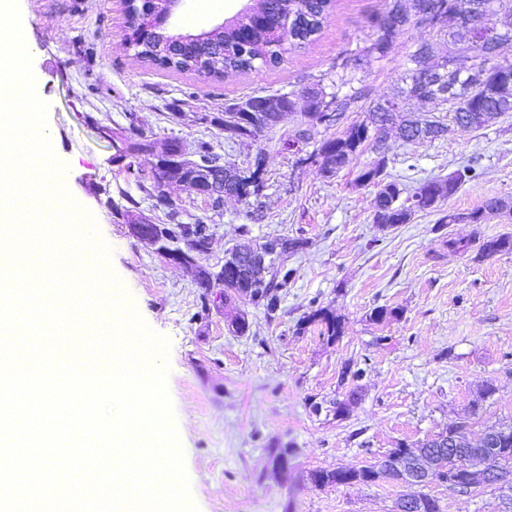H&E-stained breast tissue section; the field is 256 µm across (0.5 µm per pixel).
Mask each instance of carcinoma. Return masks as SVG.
Instances as JSON below:
<instances>
[{"label": "carcinoma", "mask_w": 512, "mask_h": 512, "mask_svg": "<svg viewBox=\"0 0 512 512\" xmlns=\"http://www.w3.org/2000/svg\"><path fill=\"white\" fill-rule=\"evenodd\" d=\"M474 0H412L413 13L403 9L402 0H388L385 11L374 19L378 36L362 50L359 58L361 63H369L385 57L390 42L408 26L418 23L428 27L437 36L448 37V56L440 63L432 62V46L426 42L410 55L413 68L403 78L404 86L390 97L392 101H431L441 106H448L446 116L434 119L413 118L400 110L397 113L385 112L382 102L378 101L366 110V118L354 121L336 136L325 139L319 148L297 159L303 163L308 160L319 162L322 172L334 175L350 166L364 150L372 149L381 153L384 148L388 130L396 129L402 139L415 142L426 139L433 134L438 139L448 132V124L479 129L489 120L498 115L512 113V67H498L492 75L486 74L485 55L499 54L504 45L512 43V0H490L496 17L495 41L486 46L479 45L473 31L459 21L460 14ZM263 12L267 18V26L253 31L252 35L240 39L237 30L229 29L224 37V44L196 41L185 43L179 48L180 56L169 59L161 51H148L137 48V55L153 64L175 71H193L195 60L203 57L216 65V72L240 73L255 70L259 67L275 66L280 61L285 45H301L311 39L320 29L324 15L332 7V0H308L306 11L302 14L293 12L290 0H263ZM473 60L471 66L465 68L460 76L448 71V61L464 62ZM344 85L343 77L336 76V91L327 92L321 85L308 86L301 90L300 96L305 99L307 112L311 118L326 128L339 126L352 101L361 97L355 92L340 96L339 90ZM240 132L239 141L246 143L257 140L269 124L256 127L248 121H236ZM112 160L124 156L134 157L163 155L176 152L180 142L168 141L161 149H156L155 142L140 133L135 126L119 127L112 131ZM197 160L214 168L224 167V160L213 150L210 143L202 141L195 151ZM477 176L476 170L466 167L457 170L446 178H433L422 183L409 196L402 197L403 189L394 181L385 180V160L380 158L362 169L358 181L363 184L382 185L378 192L382 204L375 206L373 219L378 224L393 227L405 224L416 212H425L437 208L438 203L455 193L468 180ZM183 180V177L168 169L155 167L152 172L149 194L155 195L157 204L166 209L165 216L169 223L177 224L186 238L183 246L192 251V258L197 260L205 256L211 243L209 226L198 220L193 224H185L179 220L180 211L162 193L161 186L165 180ZM508 204L499 198H490L485 204L468 212L449 214L439 219L445 224H454L460 220L468 224H479L487 212H502ZM293 278V270L282 263L269 265L265 281L257 282L247 271L241 272L238 278L219 272H204L199 278L198 287L201 308H207L215 284H224V298L229 292L244 295L249 301L264 308L267 315L276 313L281 297ZM320 323L323 334L331 340L338 339L342 334V322L327 307L312 311L303 318V323ZM488 433L501 441L497 454L491 459L490 468L500 478L512 475V424H493ZM392 477L390 470L379 464L364 465L359 468L336 470L334 472L315 471L310 479L317 485H345L351 483L371 484L379 479ZM439 480L449 487L468 491L463 483V473L453 451H448L444 458V470L437 473Z\"/></svg>", "instance_id": "cac0c4a2"}]
</instances>
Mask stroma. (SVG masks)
Here are the masks:
<instances>
[{
	"mask_svg": "<svg viewBox=\"0 0 512 512\" xmlns=\"http://www.w3.org/2000/svg\"><path fill=\"white\" fill-rule=\"evenodd\" d=\"M249 2L183 0L170 24L198 32ZM18 7L53 151L68 174L65 188L94 219L141 319L170 342L167 390L199 512H393L403 491L395 482L320 486L310 475L377 463L453 422H465L473 440L487 426L512 422V252L478 255L483 242L512 235V217L437 225L439 214L473 210L493 197L512 200V114L480 130L452 127L432 142L389 138L383 153L366 151L332 176L297 163L288 149L286 135L297 128L313 132L307 153L336 134L313 123L304 102L252 146L224 131L225 103L330 83L340 62L351 87L364 92L347 119H362L368 101L400 86L417 44L433 40L442 57L445 40L413 26L382 60L358 64L386 0H334L319 32L287 47L278 65L202 77L137 58L125 41L123 0H18ZM132 123L190 149L209 142L239 167L250 150L266 155L256 205L228 197L215 209L188 184L167 186L183 222L210 226V250L194 264L162 259L122 217L129 209L166 221L163 207L112 160L105 131ZM380 157L389 179L410 188L464 165L478 176L439 212L386 228L373 220L377 186L357 180ZM276 236L306 241L288 256L296 275L276 314L239 296L225 299L220 285L209 306L201 305L200 270H219L232 247ZM452 240L463 250L449 249ZM379 306L395 317L371 322ZM320 307L341 319L339 339L304 324ZM237 313L249 324L242 335L230 326ZM360 367L365 376L353 378ZM276 448L287 449V466L275 461ZM424 492L441 512H502L512 483L460 493L434 479Z\"/></svg>",
	"mask_w": 512,
	"mask_h": 512,
	"instance_id": "1",
	"label": "stroma"
}]
</instances>
